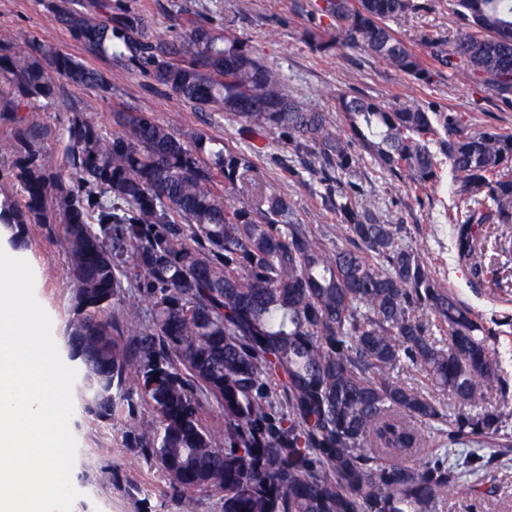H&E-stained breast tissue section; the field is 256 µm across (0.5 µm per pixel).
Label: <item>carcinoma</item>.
<instances>
[{
  "mask_svg": "<svg viewBox=\"0 0 512 512\" xmlns=\"http://www.w3.org/2000/svg\"><path fill=\"white\" fill-rule=\"evenodd\" d=\"M452 5L464 25L450 45L415 51L387 26L415 0H316L326 29L307 37L320 51L358 49L418 84L464 62L473 81L512 103V0ZM50 9L73 38L109 55L113 81L132 65L251 139L229 148L134 109L112 113L109 132L74 112L59 160L41 148L47 130L32 112L54 104L62 81L86 90L104 77L35 40L14 52L0 32L14 156L0 231L21 252L35 228L62 246L72 289L59 352L77 370V411L102 423L123 417L124 447L160 474L183 512L200 494L218 512H438L442 493L481 457L454 468L439 457L417 463L426 434L507 454L508 414L483 405L501 381L483 322L401 242L400 226L373 215L350 176L356 144L417 194L439 185L448 165V190L465 209L446 214L444 229L469 265L483 224L512 222V132L446 107L350 92L336 95L339 125L289 97L280 73L235 36L197 25L161 42L104 0ZM271 130L305 165L319 164L340 245L327 247L286 195L251 178L253 140ZM235 191L255 203L230 202ZM404 365L457 411L395 379ZM213 406L220 435L205 423Z\"/></svg>",
  "mask_w": 512,
  "mask_h": 512,
  "instance_id": "cac0c4a2",
  "label": "carcinoma"
}]
</instances>
